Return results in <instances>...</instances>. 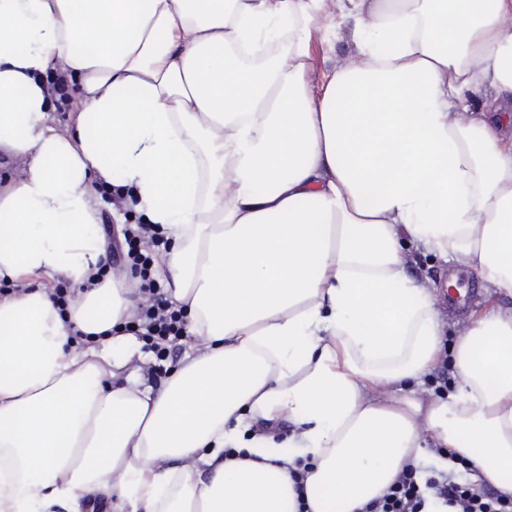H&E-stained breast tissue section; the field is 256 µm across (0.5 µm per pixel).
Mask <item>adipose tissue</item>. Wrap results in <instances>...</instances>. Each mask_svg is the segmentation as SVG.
Here are the masks:
<instances>
[{
  "instance_id": "obj_1",
  "label": "adipose tissue",
  "mask_w": 512,
  "mask_h": 512,
  "mask_svg": "<svg viewBox=\"0 0 512 512\" xmlns=\"http://www.w3.org/2000/svg\"><path fill=\"white\" fill-rule=\"evenodd\" d=\"M316 23L358 48L318 93ZM509 112L512 0H0V512H296L299 469L310 512H355L436 448L512 496V306L414 397L442 326L402 251L512 296ZM116 187L206 341L158 388L99 273Z\"/></svg>"
}]
</instances>
